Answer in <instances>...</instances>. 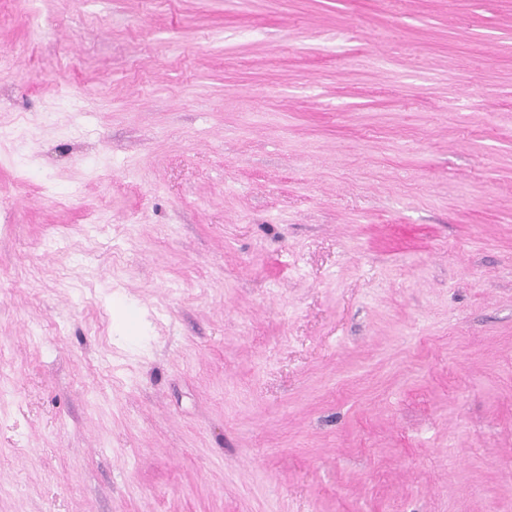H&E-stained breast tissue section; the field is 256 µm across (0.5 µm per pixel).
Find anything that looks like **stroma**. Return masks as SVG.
Segmentation results:
<instances>
[{
	"instance_id": "1",
	"label": "stroma",
	"mask_w": 512,
	"mask_h": 512,
	"mask_svg": "<svg viewBox=\"0 0 512 512\" xmlns=\"http://www.w3.org/2000/svg\"><path fill=\"white\" fill-rule=\"evenodd\" d=\"M0 512H512V0H0Z\"/></svg>"
}]
</instances>
